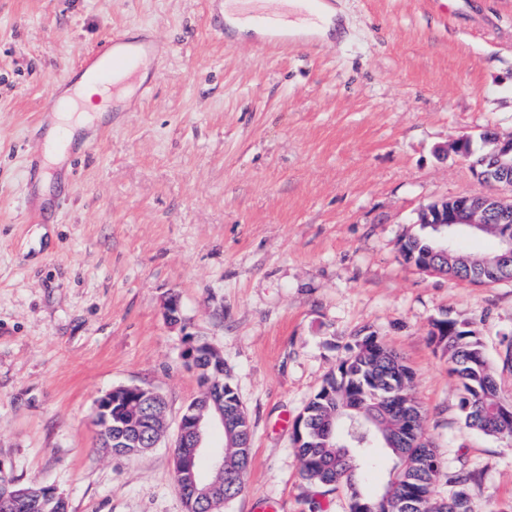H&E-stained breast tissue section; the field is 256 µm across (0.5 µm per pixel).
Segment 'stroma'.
Returning <instances> with one entry per match:
<instances>
[{
  "label": "stroma",
  "mask_w": 512,
  "mask_h": 512,
  "mask_svg": "<svg viewBox=\"0 0 512 512\" xmlns=\"http://www.w3.org/2000/svg\"><path fill=\"white\" fill-rule=\"evenodd\" d=\"M212 0H0V471L56 488L68 512H186L172 478L199 395L183 357H224L252 426L244 491L222 512H349L300 476L293 420L372 332L413 373L448 474L482 512H512V441L466 428L434 320L475 321L491 363L512 334V284L407 263L418 208L483 191L440 149L512 136V0H337L341 37L256 52L224 39ZM153 35L157 72L68 151L48 209L31 198L42 108L117 31ZM177 298L180 319L165 303ZM166 402L159 444L100 446L97 399Z\"/></svg>",
  "instance_id": "stroma-1"
}]
</instances>
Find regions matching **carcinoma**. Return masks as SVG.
<instances>
[{
  "mask_svg": "<svg viewBox=\"0 0 512 512\" xmlns=\"http://www.w3.org/2000/svg\"><path fill=\"white\" fill-rule=\"evenodd\" d=\"M447 231L425 230L402 246L404 256L422 259L444 245ZM502 242L487 253L468 256L454 252L448 276L474 284L512 280V269L502 268L496 256ZM441 335L432 341L447 358L460 383L459 409L465 427L487 436L512 440V416L502 413L507 403L489 364L483 338L468 320L447 319ZM412 374L400 355L373 333L355 340L336 374L326 380L305 407L303 436L296 439L301 476L310 484L344 488L350 512H478L469 492L472 472L448 476L453 491L447 499L432 497L431 488L442 467L424 427V411L411 390ZM109 423L112 436L133 434L145 418L126 394L112 395ZM251 422L242 414L234 447L224 449V472L213 471L209 482L224 491V501L235 499L245 487L251 456ZM383 448L395 459V473L385 491L365 493L358 479L374 461L373 449ZM28 494L18 512H57V503L43 486H25Z\"/></svg>",
  "mask_w": 512,
  "mask_h": 512,
  "instance_id": "cac0c4a2",
  "label": "carcinoma"
}]
</instances>
